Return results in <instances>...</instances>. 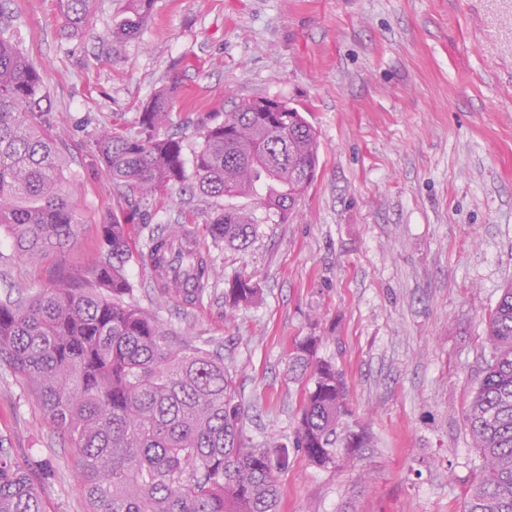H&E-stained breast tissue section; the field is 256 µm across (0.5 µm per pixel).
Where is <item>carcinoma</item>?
<instances>
[{"label": "carcinoma", "mask_w": 512, "mask_h": 512, "mask_svg": "<svg viewBox=\"0 0 512 512\" xmlns=\"http://www.w3.org/2000/svg\"><path fill=\"white\" fill-rule=\"evenodd\" d=\"M59 4L67 29L85 30L92 0ZM152 4L125 0L111 43L136 39ZM43 100L42 76L0 6V232L24 261L63 251L80 224ZM171 104L172 92L157 95L134 135L96 131L97 158L123 197L147 205L189 182L211 198L252 196L281 222L294 216L319 162L316 133L298 109L242 100L224 121L203 127L188 161L183 141L160 135ZM257 224L235 206L208 215L206 241L186 224H144L138 262L155 273V287L195 303L213 288L212 250L246 246ZM130 258L128 224L108 218L93 287L61 276L35 294L0 299V361L27 383L67 440L85 512H278L288 447L322 468L365 447L364 430L345 425L348 390L335 364L317 355L320 336L301 340L289 361V373L311 384L291 445H254L219 345L180 336L134 303ZM227 285L235 308L258 299L250 279L235 276ZM486 331L491 361L464 417L481 460L464 512H512V285ZM53 477L47 467L17 461L0 440V512H48Z\"/></svg>", "instance_id": "obj_1"}]
</instances>
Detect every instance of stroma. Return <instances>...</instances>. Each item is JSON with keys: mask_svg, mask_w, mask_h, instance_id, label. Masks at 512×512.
Wrapping results in <instances>:
<instances>
[{"mask_svg": "<svg viewBox=\"0 0 512 512\" xmlns=\"http://www.w3.org/2000/svg\"><path fill=\"white\" fill-rule=\"evenodd\" d=\"M14 34L41 72L60 131L67 189L82 222L63 253L13 256L0 236V293L92 281L101 224L122 216L93 144L103 125L138 129L143 107L176 88L167 134L185 150L235 100L298 108L319 142L298 213L265 220L246 249L214 250L219 280L188 305L129 262L133 299L180 334L222 340L254 444L291 439L306 381L288 364L306 336L349 390L348 422L368 443L322 469L290 449L280 512H462L479 474L463 425L490 360L486 320L512 283V0H154L138 39L112 50L124 0H94L73 36L58 0H8ZM211 199L174 187L130 226L201 229ZM252 277L236 311L225 283ZM0 439L19 461L49 463V512H84L69 448L0 363Z\"/></svg>", "mask_w": 512, "mask_h": 512, "instance_id": "stroma-1", "label": "stroma"}]
</instances>
